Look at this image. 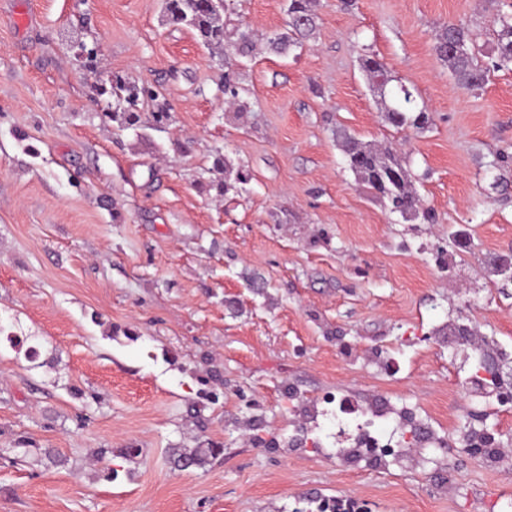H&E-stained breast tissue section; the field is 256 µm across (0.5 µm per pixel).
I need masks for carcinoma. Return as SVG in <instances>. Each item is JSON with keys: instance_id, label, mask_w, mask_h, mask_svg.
<instances>
[{"instance_id": "obj_1", "label": "carcinoma", "mask_w": 512, "mask_h": 512, "mask_svg": "<svg viewBox=\"0 0 512 512\" xmlns=\"http://www.w3.org/2000/svg\"><path fill=\"white\" fill-rule=\"evenodd\" d=\"M163 12L174 26H186L195 30L207 45L224 43L229 36L234 38V51L242 58L253 54V42L250 34L238 27L231 35H226L224 21L220 11L214 9L211 0H163ZM288 30L280 33L272 41V45L280 50L302 46V39L315 26L316 14L313 0H288ZM498 59L499 65L512 64V13H503L498 17ZM433 50L437 57L448 64L457 82L467 88H478L486 80L487 70L479 64L475 51L474 40L468 28L460 23L450 21L443 25L436 38ZM360 68L369 78L377 81L380 91H385L390 82L384 61L374 54L360 58ZM95 90L100 95L107 94L113 99L112 111L105 116L112 119L120 128L142 127L162 131L171 121V112L162 93L151 87L140 85L119 74L112 75V85L98 84ZM221 93L227 99L234 100L239 96L238 74L224 72V84ZM414 101L413 92L400 86V99L397 104L385 108L387 123L397 130H424L432 124L431 113L427 108L410 109L408 104ZM152 106L151 111L144 107ZM391 152L384 148L367 145L357 139L349 138L344 143V154L348 168L358 180L367 186L376 196L383 198L391 211L399 213L404 219L415 221L421 219L427 223L434 220L430 209L424 207L422 200L414 188L411 176L402 166L397 156L389 158L391 167L379 170L381 157ZM234 180L245 185L249 177L243 170L224 169V180L212 185L217 194L224 195L227 181ZM219 452L217 448H185L178 450L174 462L177 465L190 463L195 467L205 463L208 457Z\"/></svg>"}]
</instances>
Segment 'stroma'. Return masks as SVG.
I'll use <instances>...</instances> for the list:
<instances>
[{"label": "stroma", "mask_w": 512, "mask_h": 512, "mask_svg": "<svg viewBox=\"0 0 512 512\" xmlns=\"http://www.w3.org/2000/svg\"><path fill=\"white\" fill-rule=\"evenodd\" d=\"M286 3L226 0L246 59L169 25L161 0H0V512H512V408L481 420L506 456L464 448L469 351L431 339L468 317L512 344V285L483 269L512 254V69L496 66L512 0H317L313 33L279 54ZM449 21L476 36L480 88L433 51ZM102 72L159 89L169 128L116 130ZM402 84L428 129L386 122ZM347 136L391 147L434 222L375 198ZM218 152L251 175L222 196L202 189ZM328 390L351 423L380 399L416 408L443 445L414 468L349 465L331 416L289 443L301 400ZM199 446L220 454L174 466ZM360 68L369 79H376L379 90H385L391 79L388 76L387 67L381 58L374 54L363 55L360 58Z\"/></svg>", "instance_id": "obj_1"}]
</instances>
